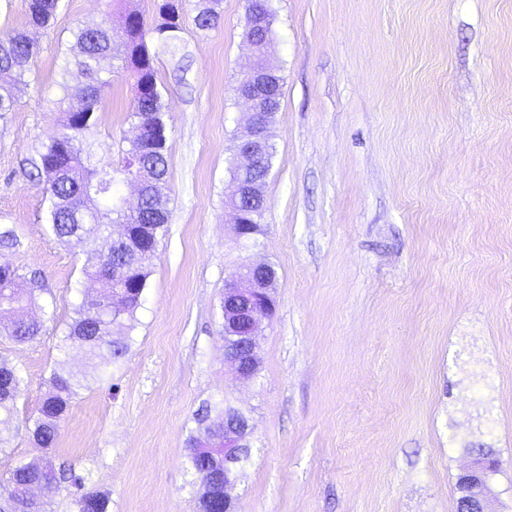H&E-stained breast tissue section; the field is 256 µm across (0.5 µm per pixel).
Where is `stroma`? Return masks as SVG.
<instances>
[{"instance_id": "obj_1", "label": "stroma", "mask_w": 512, "mask_h": 512, "mask_svg": "<svg viewBox=\"0 0 512 512\" xmlns=\"http://www.w3.org/2000/svg\"><path fill=\"white\" fill-rule=\"evenodd\" d=\"M183 7V52L159 55L168 140L169 231L107 378L57 345L82 286L84 244L58 242L32 177L60 129L59 68L72 30L105 0H61L28 28L0 0V36L28 29L29 81L0 119V224L20 245L0 265L35 275L50 303L40 338L0 335L26 382L0 428V483L43 456L29 429L58 365L82 381L50 454L85 476L40 492L77 512L82 490L110 512H197L185 441L194 413L222 403L252 427L231 487L238 512H456L471 449L500 460L492 512H512V0H272L271 63L282 84L266 209L245 246L224 183L247 108L234 93L251 58L247 0H222L200 34ZM87 133L117 161L134 128L129 74H112ZM277 272L259 368L224 360V281L247 263Z\"/></svg>"}]
</instances>
